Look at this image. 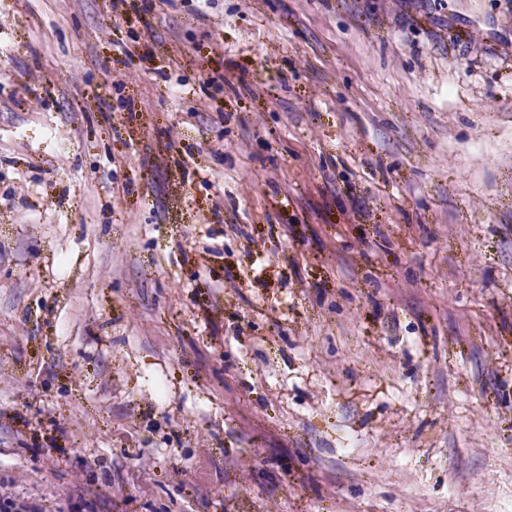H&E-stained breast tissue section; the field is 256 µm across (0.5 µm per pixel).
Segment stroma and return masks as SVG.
Segmentation results:
<instances>
[{"label":"stroma","instance_id":"35a3bbf8","mask_svg":"<svg viewBox=\"0 0 512 512\" xmlns=\"http://www.w3.org/2000/svg\"><path fill=\"white\" fill-rule=\"evenodd\" d=\"M0 492L512 512V0H0Z\"/></svg>","mask_w":512,"mask_h":512}]
</instances>
